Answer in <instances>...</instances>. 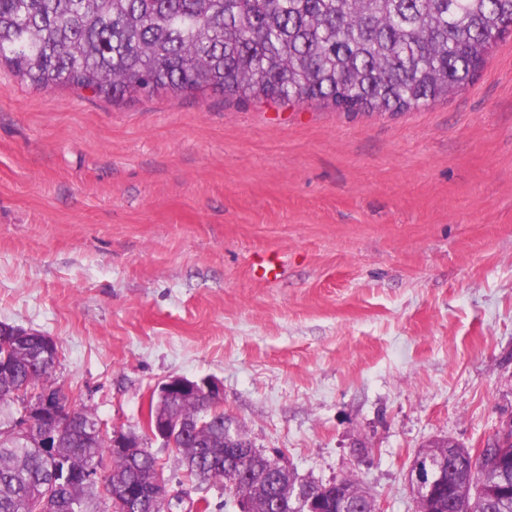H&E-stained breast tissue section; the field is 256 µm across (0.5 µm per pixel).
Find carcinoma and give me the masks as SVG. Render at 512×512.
<instances>
[{"label": "carcinoma", "mask_w": 512, "mask_h": 512, "mask_svg": "<svg viewBox=\"0 0 512 512\" xmlns=\"http://www.w3.org/2000/svg\"><path fill=\"white\" fill-rule=\"evenodd\" d=\"M512 25V0H0V65L42 90L68 86L117 100L164 91H215L242 100L323 102L341 112L398 114L446 99L478 76L496 41ZM39 337L0 335V428L15 413V392L53 379L40 362ZM80 425L66 429L47 459L32 445L0 440V512H34L51 494L54 512H87L114 484L139 486L148 512H173L152 499L161 465L149 449L115 455L87 433L100 418L74 408ZM150 415L191 424L174 439L189 479L224 481L253 512H292L281 489L296 471L259 469V485L224 458V410L203 398L175 395ZM436 453L452 461L448 479L417 512H512V449L484 465L449 440ZM70 463L101 470L92 483H61ZM331 503L354 502L363 490L317 488Z\"/></svg>", "instance_id": "carcinoma-1"}]
</instances>
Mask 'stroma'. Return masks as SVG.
I'll return each instance as SVG.
<instances>
[{"mask_svg": "<svg viewBox=\"0 0 512 512\" xmlns=\"http://www.w3.org/2000/svg\"><path fill=\"white\" fill-rule=\"evenodd\" d=\"M0 322L53 337L56 384L109 425L143 434L159 384L210 377L254 447L415 512L423 444L512 418V36L385 116L0 66Z\"/></svg>", "mask_w": 512, "mask_h": 512, "instance_id": "obj_1", "label": "stroma"}]
</instances>
